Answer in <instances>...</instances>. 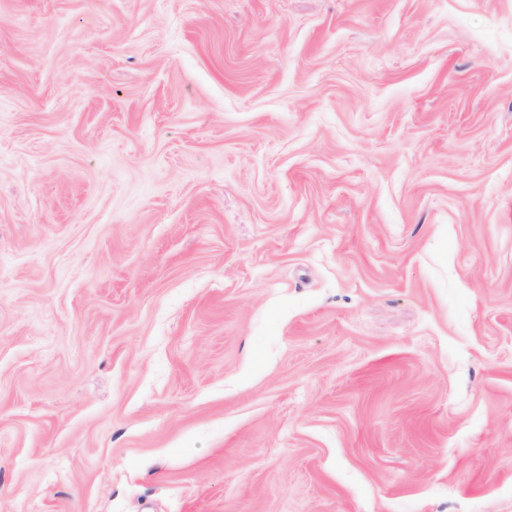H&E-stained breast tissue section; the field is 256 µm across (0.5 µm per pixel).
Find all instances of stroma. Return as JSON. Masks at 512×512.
Instances as JSON below:
<instances>
[{"mask_svg": "<svg viewBox=\"0 0 512 512\" xmlns=\"http://www.w3.org/2000/svg\"><path fill=\"white\" fill-rule=\"evenodd\" d=\"M0 512H512V0H0Z\"/></svg>", "mask_w": 512, "mask_h": 512, "instance_id": "35a3bbf8", "label": "stroma"}]
</instances>
